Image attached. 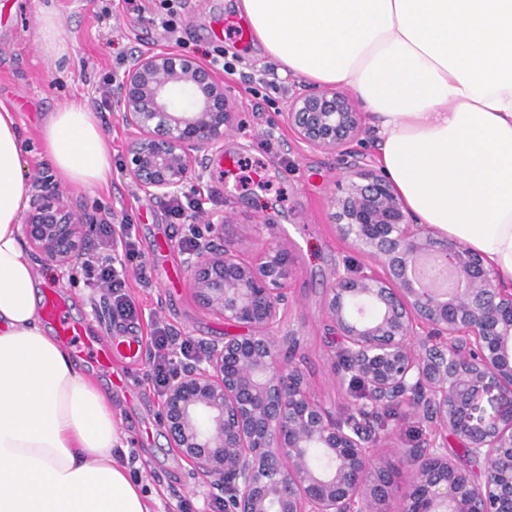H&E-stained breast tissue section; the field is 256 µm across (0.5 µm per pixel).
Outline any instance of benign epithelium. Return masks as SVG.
<instances>
[{"label":"benign epithelium","instance_id":"obj_1","mask_svg":"<svg viewBox=\"0 0 512 512\" xmlns=\"http://www.w3.org/2000/svg\"><path fill=\"white\" fill-rule=\"evenodd\" d=\"M119 106L131 132L123 171L162 197L203 178L199 152L223 144L232 126L223 78L172 50L132 60ZM276 125L348 158L332 218L376 268L336 273L325 299L329 331L368 404L408 399L430 433L421 447L395 448L385 460L339 424L282 356V345L297 343L284 331L295 255L276 242L245 256L221 238L228 219L206 211L210 236L187 268L199 301L237 332L209 347L207 367L169 383L162 414L172 447L212 485L230 480L224 512H512V292L498 287L479 254L404 209L362 150L368 130L352 97L304 89L288 97ZM89 232L86 217L54 191L35 196L21 225L38 258L59 266L80 257ZM420 257L454 272L456 288L442 295L416 278ZM450 436L483 464L481 473L448 456Z\"/></svg>","mask_w":512,"mask_h":512}]
</instances>
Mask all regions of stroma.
I'll use <instances>...</instances> for the list:
<instances>
[{
  "mask_svg": "<svg viewBox=\"0 0 512 512\" xmlns=\"http://www.w3.org/2000/svg\"><path fill=\"white\" fill-rule=\"evenodd\" d=\"M58 13L67 40V56L50 63L35 42L43 6ZM180 16L187 26L189 47L210 50L222 46L226 57L236 58L234 74L225 75L231 99L233 129L224 140L223 154H212L210 170L197 186L205 208L231 212L233 223L224 236L243 252L267 240L290 245L298 256L297 273L290 285L295 304L290 321L299 342L292 362L307 377L313 395L336 413L358 408L354 391L336 373V348L327 330L324 298L336 270L368 271L372 260L344 239L331 218L329 200L336 183L347 174L342 157L310 150L285 129L266 138L273 109L253 99L244 77L266 67L252 38H240L244 21L236 0H183ZM165 39L157 28L140 22L121 9L118 0H0V99L18 106V120L26 145L25 175L33 193L48 188L61 194L90 223L126 214L136 226L138 247L146 268L129 269V293L142 317L171 325L182 337L223 342L225 325L197 300L190 274L177 241L180 225L171 223L158 197L139 189L124 177L110 187L75 188L54 181L41 154L38 127L42 114L71 99L93 102L99 97L102 77L118 70L119 58H133L161 50ZM55 289L68 297L76 318L97 335L122 334L97 288L88 283L80 263L55 269ZM112 397V409L128 435L127 466L141 476L159 498L157 512H178L189 502L194 512H209L212 489L196 476L190 464L172 447L162 418V400L145 380L143 361L115 358L110 369L81 357ZM427 430L409 407L381 430L389 447L413 448Z\"/></svg>",
  "mask_w": 512,
  "mask_h": 512,
  "instance_id": "35a3bbf8",
  "label": "stroma"
}]
</instances>
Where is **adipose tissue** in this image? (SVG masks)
I'll list each match as a JSON object with an SVG mask.
<instances>
[{"instance_id":"ef3b65f1","label":"adipose tissue","mask_w":512,"mask_h":512,"mask_svg":"<svg viewBox=\"0 0 512 512\" xmlns=\"http://www.w3.org/2000/svg\"><path fill=\"white\" fill-rule=\"evenodd\" d=\"M278 74L352 89L379 163L419 222L480 253L512 290V0H241ZM56 179L112 180L111 146L78 100L47 113ZM14 105L0 102V512H154L116 458L112 402L51 336L20 236L30 201Z\"/></svg>"}]
</instances>
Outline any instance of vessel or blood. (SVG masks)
I'll return each instance as SVG.
<instances>
[{"label":"vessel or blood","instance_id":"vessel-or-blood-1","mask_svg":"<svg viewBox=\"0 0 512 512\" xmlns=\"http://www.w3.org/2000/svg\"><path fill=\"white\" fill-rule=\"evenodd\" d=\"M70 303L66 297L49 292L44 301V315L55 325L58 337L67 343L86 344L101 367H108L114 355L121 354L129 358L137 357L141 342L136 336H101L94 341H86L84 325L69 315Z\"/></svg>","mask_w":512,"mask_h":512}]
</instances>
